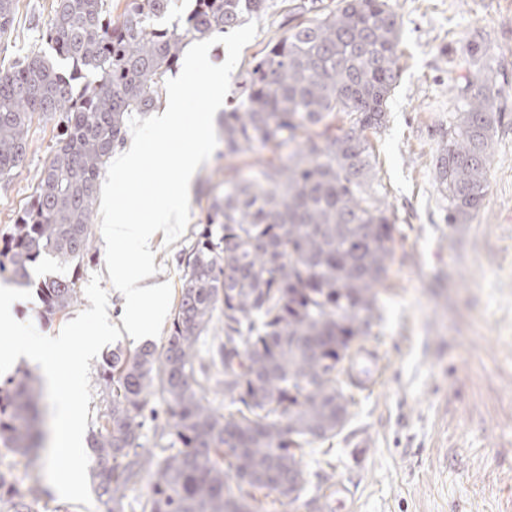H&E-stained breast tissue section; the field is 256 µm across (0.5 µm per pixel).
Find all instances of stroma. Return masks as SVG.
Returning a JSON list of instances; mask_svg holds the SVG:
<instances>
[{
	"label": "stroma",
	"mask_w": 512,
	"mask_h": 512,
	"mask_svg": "<svg viewBox=\"0 0 512 512\" xmlns=\"http://www.w3.org/2000/svg\"><path fill=\"white\" fill-rule=\"evenodd\" d=\"M54 0H18L15 32L0 41V69L33 52L49 53L40 28ZM302 0H268L257 34L242 50L225 108L241 94V75L269 41L286 35ZM401 20L399 76L388 122L372 136L375 171L396 217L393 261L378 288L379 317L359 338L356 368L377 377L351 388L350 417L333 439L306 448L304 501L259 497L255 512H512V0H389ZM491 74L507 98L494 139L486 196L466 224L446 220L435 182L441 134L460 105L465 78ZM56 123L34 115L26 159L0 181V235L13 226L57 142ZM223 161L203 163L189 189V223L179 240L154 241V279L180 293L184 258L206 217V193ZM100 222L78 289L101 275L108 317L121 325L125 299L105 274ZM79 297L66 313L46 314L39 297L19 302V321L40 333L65 326L89 308ZM0 472L18 492L36 486L57 512H106L52 493L43 461L28 462L0 445Z\"/></svg>",
	"instance_id": "obj_1"
}]
</instances>
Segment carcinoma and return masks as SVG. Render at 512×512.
<instances>
[{"label":"carcinoma","mask_w":512,"mask_h":512,"mask_svg":"<svg viewBox=\"0 0 512 512\" xmlns=\"http://www.w3.org/2000/svg\"><path fill=\"white\" fill-rule=\"evenodd\" d=\"M16 2L0 0V38L14 31ZM177 4L127 0L114 20L111 0H55L42 31L55 60L33 52L0 70V180L22 166L34 114L61 129L35 196L0 237V275L19 285L44 255L73 266L41 284L53 313L77 301L99 179L132 113L157 107L188 44L267 8L193 0L182 18ZM400 30L389 0H337L269 42L243 75L244 99L224 113V158L257 148L273 158L253 178L224 167L164 343L104 359L106 409L87 443L107 512H251L261 492L301 498L305 447L348 420L345 363L370 334L394 254L395 217L368 134L386 126ZM459 97L435 165L450 224L479 211L504 119L502 89L488 75ZM215 317L222 335L203 356ZM219 393L233 407L226 415L212 407ZM40 395L27 374L0 385V444L24 458L40 446ZM149 422L167 441L146 451ZM150 463L147 492L128 499ZM6 485L0 474L6 512H32Z\"/></svg>","instance_id":"cac0c4a2"}]
</instances>
